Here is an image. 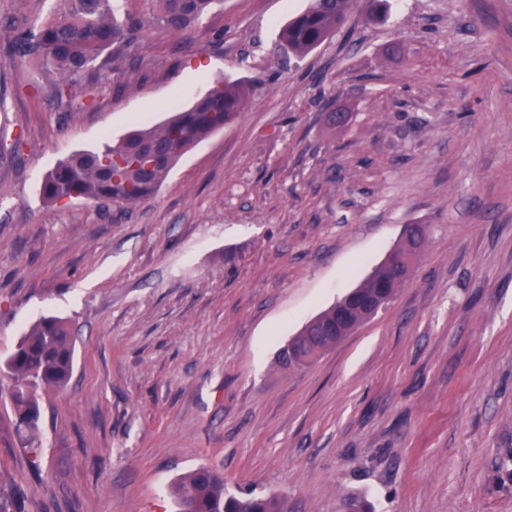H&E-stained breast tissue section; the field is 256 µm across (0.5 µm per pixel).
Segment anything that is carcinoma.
<instances>
[{"mask_svg": "<svg viewBox=\"0 0 512 512\" xmlns=\"http://www.w3.org/2000/svg\"><path fill=\"white\" fill-rule=\"evenodd\" d=\"M59 2L61 8L48 19L13 25L8 47L20 62H33L56 76L54 93L62 100L71 96L77 77L102 54L130 47L138 38L142 21L130 16L118 18L112 0ZM153 2L159 5L156 21L167 31L180 33L220 0ZM347 2L313 0L306 11L282 27L280 45L298 56L312 51L341 26ZM246 97L244 83L226 79L159 126L133 130L97 150L72 153L45 177L42 199L54 202L81 197L101 205L134 204L162 185L183 154L239 116ZM425 240V227L407 225L394 249L393 264H379L360 286L308 322L280 350L279 364L297 368L295 361L301 353L332 343L337 330L357 328L390 305L403 283V258L421 252ZM73 354L74 339L67 323L49 316L35 323L0 364V378L6 381L18 426L31 434L38 430V396L69 380ZM175 499L177 512H288L286 501L275 496L238 498L227 494L224 478L204 466L181 478Z\"/></svg>", "mask_w": 512, "mask_h": 512, "instance_id": "1", "label": "carcinoma"}]
</instances>
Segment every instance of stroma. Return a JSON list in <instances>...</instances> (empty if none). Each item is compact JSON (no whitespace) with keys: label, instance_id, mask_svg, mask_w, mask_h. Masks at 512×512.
Returning a JSON list of instances; mask_svg holds the SVG:
<instances>
[{"label":"stroma","instance_id":"obj_1","mask_svg":"<svg viewBox=\"0 0 512 512\" xmlns=\"http://www.w3.org/2000/svg\"><path fill=\"white\" fill-rule=\"evenodd\" d=\"M310 3L219 0L181 35L114 0L137 43L61 103L7 50L56 0H0V362L45 316L76 339L70 381L38 398L39 453L0 399V512H174L201 465L288 512H512V0H388L381 20L349 0L283 56ZM227 77L249 88L240 116L150 197L43 201L66 156ZM408 224L427 241L392 304L282 370ZM347 2L349 0H314L306 11L282 27L280 45L298 56L312 51L341 26Z\"/></svg>","mask_w":512,"mask_h":512}]
</instances>
